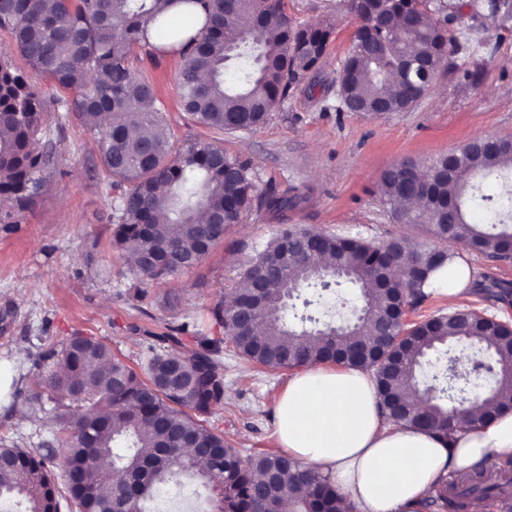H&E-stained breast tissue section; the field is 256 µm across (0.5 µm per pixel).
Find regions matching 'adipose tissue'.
<instances>
[{
	"mask_svg": "<svg viewBox=\"0 0 512 512\" xmlns=\"http://www.w3.org/2000/svg\"><path fill=\"white\" fill-rule=\"evenodd\" d=\"M468 267L451 261L428 293L471 298ZM281 447L325 476L357 512H420L449 472L470 471L487 453L512 458V410L445 439L384 423L370 369L314 366L295 374L275 407Z\"/></svg>",
	"mask_w": 512,
	"mask_h": 512,
	"instance_id": "adipose-tissue-1",
	"label": "adipose tissue"
}]
</instances>
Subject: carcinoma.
<instances>
[{
  "instance_id": "1",
  "label": "carcinoma",
  "mask_w": 512,
  "mask_h": 512,
  "mask_svg": "<svg viewBox=\"0 0 512 512\" xmlns=\"http://www.w3.org/2000/svg\"><path fill=\"white\" fill-rule=\"evenodd\" d=\"M358 26L336 68L334 84L373 117L384 101L406 112L424 84L406 64L429 63V82L446 73L473 82L480 43L467 29L448 25L461 7L443 0H344ZM175 3L205 14L195 31L171 23ZM0 30L10 33L33 75L0 56V204L31 207L47 185L58 155L48 147L50 118L74 120L94 135L106 186L114 192L113 243L135 257L136 282L159 281L194 267L231 227L256 210L282 224L302 200L295 189L257 191L250 163L224 149L220 135L264 123L278 102L308 74L319 70L332 28L323 20L295 24L284 0H0ZM152 60L177 55L180 106L190 119L216 133L179 145L154 83L137 73L136 52ZM69 92L48 97L35 77ZM450 177L447 159L411 168L393 165L377 184L381 203L395 224H424L439 241L500 262L512 260V210L504 199L482 193L475 179L512 173V139L495 150L470 142ZM420 202L415 210L399 206ZM478 209L494 224L468 219ZM208 216L207 222L200 215ZM448 261L445 248L412 249L406 239L375 246L349 235L288 228L270 240L243 269L236 301L217 302L210 314L237 354L259 367L292 369L334 362L373 369L386 416L446 438L474 425L469 409L477 395L457 381L448 347L468 342L490 358L474 378L491 377L490 396L512 406V325L490 322L480 307L453 309L422 320L408 314L426 298L430 274ZM343 282L360 291V306L339 328L300 317ZM483 299L507 301L512 284L473 280ZM315 336L316 349L304 346ZM367 336L362 342L359 337ZM219 346L148 359L141 378L94 336L67 339L58 372L36 380L29 396L45 411L46 425L64 435L61 494L53 458L33 454L0 438V500L22 512H59L60 501L76 512H151L147 503L164 490L180 502L208 493L210 512H343L336 490L317 472L300 468L282 451H258L242 461L224 435L204 417L224 403V364ZM427 374L432 396L416 418L404 409L417 399V380ZM183 438L204 453L185 452ZM119 473L132 480L115 486ZM464 489L448 497L441 483L426 502L439 512H462L480 491L502 499L510 482L484 485L457 475Z\"/></svg>"
}]
</instances>
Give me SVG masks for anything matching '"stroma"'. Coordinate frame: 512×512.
<instances>
[{
    "label": "stroma",
    "mask_w": 512,
    "mask_h": 512,
    "mask_svg": "<svg viewBox=\"0 0 512 512\" xmlns=\"http://www.w3.org/2000/svg\"><path fill=\"white\" fill-rule=\"evenodd\" d=\"M337 0H285L294 23L329 16L334 32L323 70L333 73L356 26ZM508 10L480 15L476 23L488 45L480 50L482 74L470 84L440 78L406 112L377 118L336 111L335 93L298 88L253 129L225 135L224 146L249 160L259 186L296 188L303 203L286 224L251 213L196 266L144 286L133 297V278L124 254L112 246V209L95 139L77 122L54 127L59 164L36 205L0 224V361L16 378L9 405L0 408V436L22 448L54 454L58 445L33 411L30 391L37 378L56 372L53 362L37 364L41 343L64 348L79 332L108 344L137 373L147 363L146 332L159 340L157 353L200 348L187 333L166 341L169 328L189 318L207 322L209 309L239 286L242 269L284 226L359 236L374 245L410 238L415 246L436 241L418 224L391 223L375 189L381 172L404 159L427 164L480 135L512 138V0ZM150 74L177 141L210 138L178 103L180 59L137 61ZM226 399L206 424L221 432L241 456L277 450L275 405L291 373L255 367L222 341Z\"/></svg>",
    "instance_id": "obj_1"
}]
</instances>
